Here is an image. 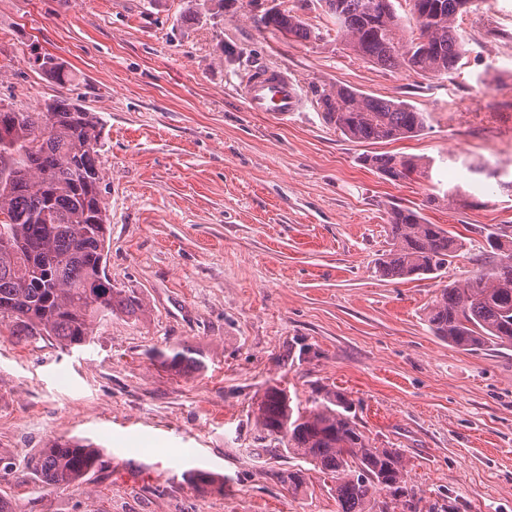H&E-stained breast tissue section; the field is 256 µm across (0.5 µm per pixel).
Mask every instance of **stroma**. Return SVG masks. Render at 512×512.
<instances>
[{
  "label": "stroma",
  "instance_id": "stroma-1",
  "mask_svg": "<svg viewBox=\"0 0 512 512\" xmlns=\"http://www.w3.org/2000/svg\"><path fill=\"white\" fill-rule=\"evenodd\" d=\"M294 9L318 36L264 27ZM463 67L442 78L355 57L319 0H0V99L77 98L103 123L112 284L140 318L108 316L90 344L21 341L0 326V497L13 512H339L328 476L291 493L265 475L250 408L286 388L344 393L376 447L400 449L438 512H512V348L466 351L434 336L428 307L477 270L488 227L512 228V0H472L457 19ZM57 57L68 82L34 66ZM306 92L341 84L428 115L418 136L348 139L316 103L279 121L247 111L252 66ZM370 153L425 157L432 176L392 183ZM465 195L426 205L433 189ZM462 238L437 277L376 273L391 207ZM189 346L206 369L176 376L151 349ZM87 440L103 466L39 488L27 461ZM201 469L223 490L196 488Z\"/></svg>",
  "mask_w": 512,
  "mask_h": 512
}]
</instances>
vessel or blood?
I'll return each instance as SVG.
<instances>
[{"instance_id": "obj_1", "label": "vessel or blood", "mask_w": 512, "mask_h": 512, "mask_svg": "<svg viewBox=\"0 0 512 512\" xmlns=\"http://www.w3.org/2000/svg\"><path fill=\"white\" fill-rule=\"evenodd\" d=\"M241 92L248 111L264 112L280 120L303 108L302 86L279 69H251L242 80Z\"/></svg>"}]
</instances>
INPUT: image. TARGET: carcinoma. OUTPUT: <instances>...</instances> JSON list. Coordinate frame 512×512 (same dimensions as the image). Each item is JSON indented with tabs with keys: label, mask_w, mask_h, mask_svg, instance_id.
<instances>
[{
	"label": "carcinoma",
	"mask_w": 512,
	"mask_h": 512,
	"mask_svg": "<svg viewBox=\"0 0 512 512\" xmlns=\"http://www.w3.org/2000/svg\"><path fill=\"white\" fill-rule=\"evenodd\" d=\"M336 25V35L363 60L385 70L422 76L457 72L466 54L455 25L471 0H406L416 20L409 38L399 36L401 18L395 0H321ZM259 22L299 41L318 34L294 10H271ZM34 64L62 76L56 57L45 53ZM323 117L344 136L379 143L418 135L427 113L405 102L364 95L329 84L317 91ZM103 124L96 113L69 99H53L33 110L0 104V324L25 339L50 336L73 348L90 343L93 325L108 315L139 317L142 299L112 286L106 272L109 218L103 202L100 161ZM364 166L384 179L400 182L425 176L413 157L366 154ZM389 249L378 258L377 272L390 279L436 274L464 248L421 212L393 207L388 216ZM491 248L481 269L462 285L441 290L426 318L433 335L466 350L488 345L512 348V233L489 229ZM150 358L176 376L205 368L187 346L156 349ZM352 405L340 392L315 390L311 407L291 406L286 390L269 385L252 410L263 452L272 459H294V468L272 471L292 493L302 490L306 472L336 482L340 512H422L409 470L396 448H378L351 416ZM100 449L81 441L55 442L31 459L45 487L79 483L98 467ZM196 487H224V480L194 470Z\"/></svg>",
	"instance_id": "obj_1"
}]
</instances>
